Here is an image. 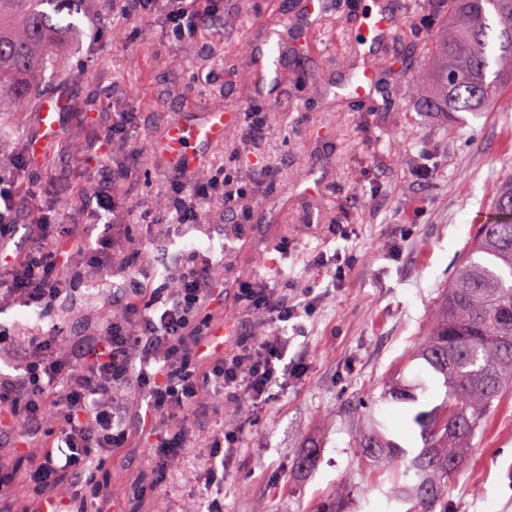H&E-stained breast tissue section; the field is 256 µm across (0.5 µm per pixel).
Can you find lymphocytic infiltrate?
<instances>
[{
    "label": "lymphocytic infiltrate",
    "mask_w": 512,
    "mask_h": 512,
    "mask_svg": "<svg viewBox=\"0 0 512 512\" xmlns=\"http://www.w3.org/2000/svg\"><path fill=\"white\" fill-rule=\"evenodd\" d=\"M166 2L168 32L189 38L203 14L200 0H118L123 16L151 18ZM232 194L224 174L207 180L179 179L173 194L171 223L193 222L196 200ZM14 190L0 178V307L19 303L48 310L70 292L74 277L63 274V255L83 254L104 273H124L129 263L115 253L114 225L98 234L58 224H43L25 253L10 246L16 227ZM213 260L188 255L175 285H162L143 300V284L126 278L112 313L90 343L73 347L60 329L21 330L0 324V414L9 431H28L49 438L51 446L25 474L30 488L48 493L60 512H93L96 501L78 498L79 487L95 482L97 472L115 449L125 447L133 432L147 434V452L159 468L178 460L187 446L189 420L207 398L231 394L254 407L265 405L273 387L287 385L300 370L288 359V339L278 335L255 341L243 353L199 371L207 353L218 350L216 331L197 337L196 350L175 358L173 347L190 328L205 326L204 310L216 281ZM239 299L274 323L299 317L305 303L298 297L273 295L270 289L241 283ZM138 394L135 422L121 416L128 392ZM232 433L212 435L208 465L195 489L198 498L224 482L225 448Z\"/></svg>",
    "instance_id": "obj_1"
}]
</instances>
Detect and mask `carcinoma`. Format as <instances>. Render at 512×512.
<instances>
[{"mask_svg":"<svg viewBox=\"0 0 512 512\" xmlns=\"http://www.w3.org/2000/svg\"><path fill=\"white\" fill-rule=\"evenodd\" d=\"M448 20L430 40L431 66L405 78L430 87V107L450 117L488 112L512 81V0H439ZM98 0H0V94L12 111L27 110L53 52L82 32ZM512 204L505 171L494 208ZM425 375L387 383L380 400L401 409L418 434L412 448L399 432L374 428L353 447L396 477L388 503L436 512L448 482L461 471L494 402L512 389V217L478 225L442 291L427 334L410 353ZM443 398L430 400L432 387Z\"/></svg>","mask_w":512,"mask_h":512,"instance_id":"carcinoma-1","label":"carcinoma"}]
</instances>
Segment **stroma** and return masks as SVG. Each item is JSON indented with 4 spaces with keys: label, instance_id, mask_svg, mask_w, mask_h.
Segmentation results:
<instances>
[{
    "label": "stroma",
    "instance_id": "1",
    "mask_svg": "<svg viewBox=\"0 0 512 512\" xmlns=\"http://www.w3.org/2000/svg\"><path fill=\"white\" fill-rule=\"evenodd\" d=\"M368 9L387 14L391 25L359 44ZM445 21L432 0H329L314 23L302 0H222L177 42L164 14L116 20L104 0L58 51L55 73L39 88L64 101L55 132L42 130L37 109L0 112V174L18 191L19 243L41 218L79 228L97 223L92 196L99 191L134 222L119 246L131 249L128 273L146 291L177 277L188 241L211 244L224 254V279L207 311L228 328V356L277 332L270 318L240 304V283L305 295L311 304L297 319L300 334L288 337L301 375L260 409L231 398L198 408L188 450L166 471L146 455L145 438L133 439L102 473L107 512H206L187 491L220 427L237 437L224 484L211 494L221 512H314L332 495L343 512H406L383 495L390 472L374 470L352 446L370 418L400 431L402 417L379 401L366 409L354 402L364 394L378 399L389 375L417 376L409 353L427 332L473 225L497 218L490 197L512 161V100L451 118L392 83L369 103L354 88L364 70L395 58L408 73L425 70L430 36ZM274 28L286 38L305 33L310 51L301 66L284 63L275 88L265 89L251 54ZM214 109L236 119L222 141L195 151L208 174L230 175L241 195L201 204L209 224L203 234L167 221L176 175L159 141L171 123L192 127ZM116 112L131 119L117 136ZM251 112L263 119L260 131L248 122ZM132 158L130 173L98 180L102 160ZM338 266L345 273L336 279ZM122 285L86 264L53 315L14 306L0 311V322L55 324L78 346L110 315L112 292ZM19 443L13 495L38 512L43 499L22 474L49 442ZM312 446L316 458L300 466ZM444 503L448 512H512V395L494 403Z\"/></svg>",
    "mask_w": 512,
    "mask_h": 512
}]
</instances>
